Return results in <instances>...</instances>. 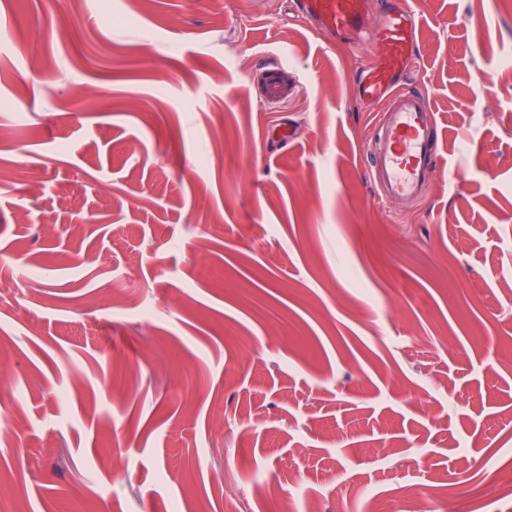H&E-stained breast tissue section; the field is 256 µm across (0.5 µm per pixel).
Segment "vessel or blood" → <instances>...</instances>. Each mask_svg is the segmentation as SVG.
Returning a JSON list of instances; mask_svg holds the SVG:
<instances>
[{"label":"vessel or blood","instance_id":"vessel-or-blood-1","mask_svg":"<svg viewBox=\"0 0 512 512\" xmlns=\"http://www.w3.org/2000/svg\"><path fill=\"white\" fill-rule=\"evenodd\" d=\"M369 0H297L298 16L323 35L357 39L371 32L375 59L362 72L360 97L382 100L386 109L368 138L367 175L379 199H421L440 157L435 114L407 75L415 60L419 20L411 0H385L383 19L370 25Z\"/></svg>","mask_w":512,"mask_h":512}]
</instances>
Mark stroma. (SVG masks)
<instances>
[{
  "label": "stroma",
  "instance_id": "obj_1",
  "mask_svg": "<svg viewBox=\"0 0 512 512\" xmlns=\"http://www.w3.org/2000/svg\"><path fill=\"white\" fill-rule=\"evenodd\" d=\"M413 7L409 205L291 0H0V512H394L512 448V0ZM439 484L435 481L427 480L418 484L411 492H406L401 488H396L395 492L400 497H407L408 507L406 512H431L432 505L437 497Z\"/></svg>",
  "mask_w": 512,
  "mask_h": 512
}]
</instances>
